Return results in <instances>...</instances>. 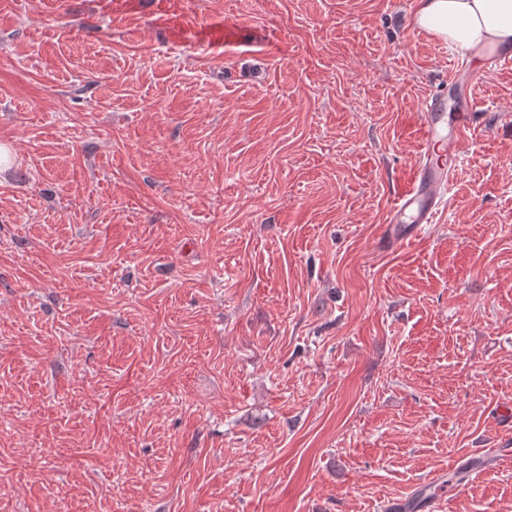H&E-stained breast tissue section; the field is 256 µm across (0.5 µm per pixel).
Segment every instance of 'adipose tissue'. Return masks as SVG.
I'll return each mask as SVG.
<instances>
[{
	"label": "adipose tissue",
	"instance_id": "1",
	"mask_svg": "<svg viewBox=\"0 0 512 512\" xmlns=\"http://www.w3.org/2000/svg\"><path fill=\"white\" fill-rule=\"evenodd\" d=\"M415 21L476 57L512 47V0H421Z\"/></svg>",
	"mask_w": 512,
	"mask_h": 512
}]
</instances>
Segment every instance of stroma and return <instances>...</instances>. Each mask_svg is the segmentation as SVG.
I'll list each match as a JSON object with an SVG mask.
<instances>
[{
  "label": "stroma",
  "mask_w": 512,
  "mask_h": 512,
  "mask_svg": "<svg viewBox=\"0 0 512 512\" xmlns=\"http://www.w3.org/2000/svg\"><path fill=\"white\" fill-rule=\"evenodd\" d=\"M419 4L0 0V512H512V69L393 234Z\"/></svg>",
  "instance_id": "1"
}]
</instances>
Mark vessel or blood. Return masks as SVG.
Returning <instances> with one entry per match:
<instances>
[{"label": "vessel or blood", "instance_id": "b4317fda", "mask_svg": "<svg viewBox=\"0 0 512 512\" xmlns=\"http://www.w3.org/2000/svg\"><path fill=\"white\" fill-rule=\"evenodd\" d=\"M512 65V54L490 57L468 75L451 70L443 89L424 102L421 156L407 184L397 191L388 223L430 224L445 203V194L454 180L461 145L473 129L470 84L497 67Z\"/></svg>", "mask_w": 512, "mask_h": 512}]
</instances>
